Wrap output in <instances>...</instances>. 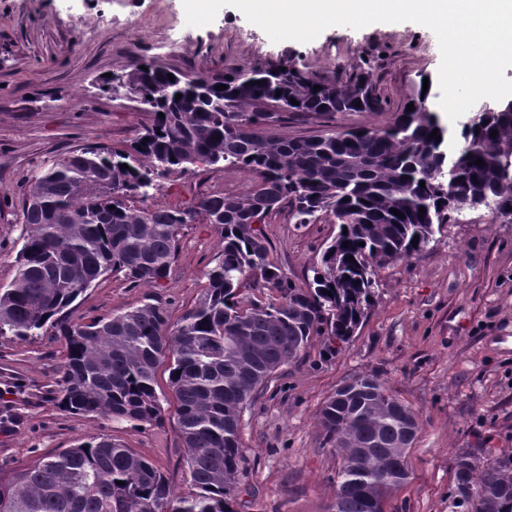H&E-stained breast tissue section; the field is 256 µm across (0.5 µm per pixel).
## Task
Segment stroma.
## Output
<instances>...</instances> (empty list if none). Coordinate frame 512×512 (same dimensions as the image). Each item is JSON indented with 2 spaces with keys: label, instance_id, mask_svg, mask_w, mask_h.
Here are the masks:
<instances>
[{
  "label": "stroma",
  "instance_id": "stroma-1",
  "mask_svg": "<svg viewBox=\"0 0 512 512\" xmlns=\"http://www.w3.org/2000/svg\"><path fill=\"white\" fill-rule=\"evenodd\" d=\"M141 59L210 73L288 59L322 82L369 74L378 111L291 112L271 128L288 139L389 125L422 78H437L441 53L434 32L413 22L333 26L307 43H276L232 6L196 28L186 24L183 0H0V288L17 274L24 182L73 150L129 145L151 124V113L99 88L103 74ZM258 182L243 169L195 166L160 180L147 204L191 209L218 191L249 195ZM260 229L271 260L299 285L336 233L329 216L296 225L288 202ZM222 249L214 227L195 217L180 232L162 287L135 288L110 274L77 299L75 314L109 317L151 298L178 323L201 298L205 273ZM376 279L375 305L338 353L326 355L322 339L313 338L245 409L236 512H331L339 458L318 413L357 374L379 375L421 423L409 478L384 512H449L459 450L512 452V222L486 208L463 210L422 255L380 269ZM64 361L65 347L52 331L26 341L0 337V473L109 435L158 468L175 493H188L168 368L156 377L161 418L136 426L61 411Z\"/></svg>",
  "mask_w": 512,
  "mask_h": 512
}]
</instances>
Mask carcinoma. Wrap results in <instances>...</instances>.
Segmentation results:
<instances>
[{
	"label": "carcinoma",
	"mask_w": 512,
	"mask_h": 512,
	"mask_svg": "<svg viewBox=\"0 0 512 512\" xmlns=\"http://www.w3.org/2000/svg\"><path fill=\"white\" fill-rule=\"evenodd\" d=\"M220 84L227 89L216 90ZM316 84L288 63L187 74L155 60L102 80L107 93L132 90L153 123L125 148L74 150L28 182L17 275L0 288V337L27 340L52 328L66 346L60 409L137 425L160 418L156 373L169 361L191 491L175 494L133 449L94 436L0 478V512H235L241 415L274 372L315 336L329 347L348 342L374 304L376 269L421 255L452 213L485 207L512 215L507 105L456 133L429 109V91L385 128L307 139L258 131L279 107L332 115L381 106L366 73L324 81L317 91ZM435 128L439 140L429 137ZM479 158L484 165L475 164ZM196 164L246 169L260 183L245 199L212 194L195 210L129 205L153 196L159 179ZM285 200L299 225L321 213L338 226L305 287L282 274L250 224ZM199 213L224 248L206 273L203 296L179 324L171 326L166 309L151 302L89 322L73 318L78 297L110 273L134 287L161 285L180 230ZM246 280L257 294L244 299ZM349 383L318 415L339 450L334 504L338 512H383L403 485L389 480L392 464L412 447L402 443V426L417 433L420 423L377 375ZM449 498L451 512H512V454L485 460L459 451Z\"/></svg>",
	"instance_id": "cac0c4a2"
}]
</instances>
